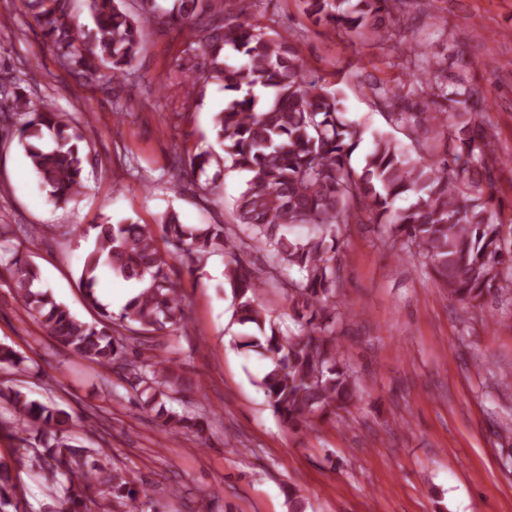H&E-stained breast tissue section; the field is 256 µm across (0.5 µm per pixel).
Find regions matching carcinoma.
I'll list each match as a JSON object with an SVG mask.
<instances>
[{"mask_svg":"<svg viewBox=\"0 0 512 512\" xmlns=\"http://www.w3.org/2000/svg\"><path fill=\"white\" fill-rule=\"evenodd\" d=\"M120 2L86 0L93 21L86 31L73 21L71 0H27L59 61L92 75L97 72L93 60L115 79L125 74L142 51V29L157 21L195 31L199 0H170L169 8L162 0H134L132 10ZM397 2L301 0L315 22L372 39L387 35ZM254 6V0H223V23L211 26L202 40V62L183 71L179 82L188 98L203 95L210 84L224 89V107L213 115L223 154L176 153L171 160L179 176L194 178L213 164L247 175L234 199L233 226L184 224L167 211L158 223L172 247L166 255L152 227L130 218L63 231L91 241L77 285L98 315L92 322L73 315L41 285L38 269L20 245L7 237L8 245H0V266L10 273L27 313L74 355L122 373L143 407L183 435H203L208 422L195 411L173 408L180 386L176 365L129 359L137 338L187 323L180 285L171 277L175 261L194 273L211 256L225 257V286L234 323L242 329L231 345L268 361L254 384L293 430L316 415L345 409L360 385L336 344L337 322L351 314L336 302L339 237L350 225L388 226L390 250L419 260L452 300L478 304L494 289L512 288V227L495 219V134L478 90L448 83L445 61L420 52L421 66L409 73L419 100L406 102L400 86L378 92L391 108L387 122L406 130L407 147L390 133L370 132L351 119L340 90L312 77L295 46L250 21ZM84 42L91 51L80 55L78 44ZM12 127L51 202L62 206L82 192L90 126L49 109L30 112L17 97L11 111L0 113V132ZM438 135L451 148L434 151L430 141ZM361 147L357 171L351 157ZM250 249L262 253L264 270L243 263L241 254ZM104 268L143 283L117 314L96 294ZM268 282L288 295L297 332L284 334L259 302L258 292ZM24 361L12 346L0 344L1 370L19 369ZM2 410L12 420L0 417V429L33 448L27 461L53 495V512H90L97 484L124 500L126 512H144L145 490L99 464L90 449L73 445L72 415L57 402L0 383ZM14 493L10 469L0 462V512L18 508Z\"/></svg>","mask_w":512,"mask_h":512,"instance_id":"cac0c4a2","label":"carcinoma"}]
</instances>
